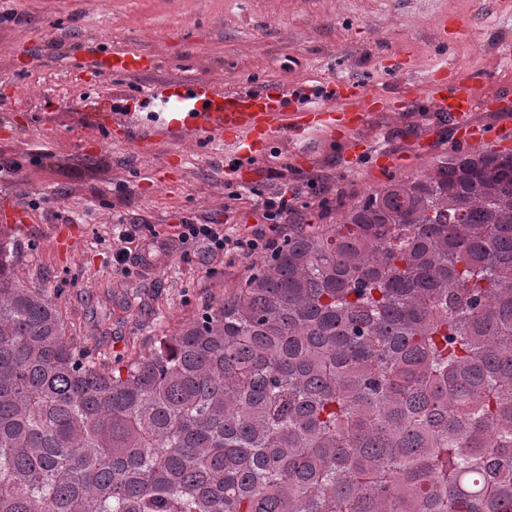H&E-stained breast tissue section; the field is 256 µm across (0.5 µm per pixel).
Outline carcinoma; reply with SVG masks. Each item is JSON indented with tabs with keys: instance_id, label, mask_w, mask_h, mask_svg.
<instances>
[{
	"instance_id": "carcinoma-1",
	"label": "carcinoma",
	"mask_w": 512,
	"mask_h": 512,
	"mask_svg": "<svg viewBox=\"0 0 512 512\" xmlns=\"http://www.w3.org/2000/svg\"><path fill=\"white\" fill-rule=\"evenodd\" d=\"M125 369L0 241V512H512V152L292 233Z\"/></svg>"
}]
</instances>
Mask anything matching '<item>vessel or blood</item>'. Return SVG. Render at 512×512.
Instances as JSON below:
<instances>
[{"instance_id":"1","label":"vessel or blood","mask_w":512,"mask_h":512,"mask_svg":"<svg viewBox=\"0 0 512 512\" xmlns=\"http://www.w3.org/2000/svg\"><path fill=\"white\" fill-rule=\"evenodd\" d=\"M87 58L93 59L96 72L115 79L137 82L142 101H176L187 118L171 125L169 133L185 130L195 144L235 145L237 137L248 138L279 131L292 136L303 135L312 128L330 125L338 115L363 114L374 108L391 109L412 103L419 96L430 97L438 111L458 119L474 111L477 105L476 85L456 79L451 92H444L434 77H427L424 89L414 87L388 97L365 86L352 92H336L323 104L310 106L308 114L288 109L286 99L298 91V84L278 83L276 87L254 86L239 90H223L221 81L212 78L175 77L163 83L151 82L159 72V54L135 41L118 43L101 51L95 43L86 46Z\"/></svg>"}]
</instances>
